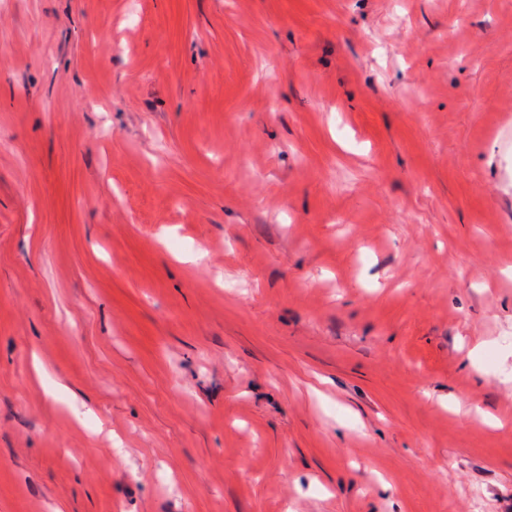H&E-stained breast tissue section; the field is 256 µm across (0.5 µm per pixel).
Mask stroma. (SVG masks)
Returning a JSON list of instances; mask_svg holds the SVG:
<instances>
[{
    "instance_id": "obj_1",
    "label": "stroma",
    "mask_w": 512,
    "mask_h": 512,
    "mask_svg": "<svg viewBox=\"0 0 512 512\" xmlns=\"http://www.w3.org/2000/svg\"><path fill=\"white\" fill-rule=\"evenodd\" d=\"M0 512H512V0H0Z\"/></svg>"
}]
</instances>
